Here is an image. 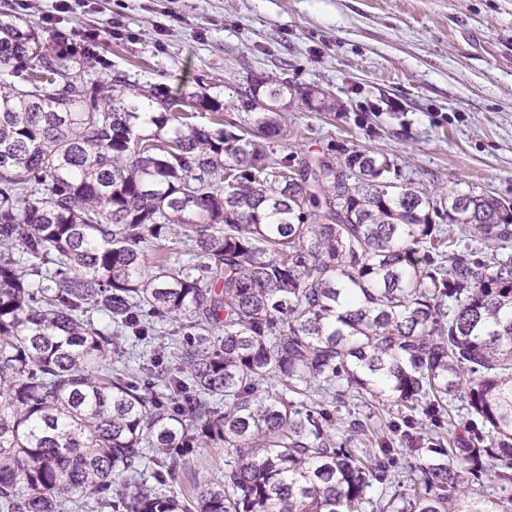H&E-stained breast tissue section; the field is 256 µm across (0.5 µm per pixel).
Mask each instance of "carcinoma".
I'll return each mask as SVG.
<instances>
[{"label": "carcinoma", "instance_id": "1", "mask_svg": "<svg viewBox=\"0 0 512 512\" xmlns=\"http://www.w3.org/2000/svg\"><path fill=\"white\" fill-rule=\"evenodd\" d=\"M59 44L0 22V512H512V203L436 198L361 149L291 169L288 82L250 75L235 122L192 94L205 126ZM180 236L194 268L167 256ZM182 320L198 341L103 367ZM351 390L405 413L359 453ZM457 399L459 439L419 431ZM210 447L224 479L168 494ZM400 452L412 477L369 498ZM485 476L499 496L468 491Z\"/></svg>", "mask_w": 512, "mask_h": 512}]
</instances>
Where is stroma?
Here are the masks:
<instances>
[{"mask_svg": "<svg viewBox=\"0 0 512 512\" xmlns=\"http://www.w3.org/2000/svg\"><path fill=\"white\" fill-rule=\"evenodd\" d=\"M0 11L69 37L98 31L108 66L174 92L208 88L228 119L247 74L287 81L277 110L291 166L356 147L433 193L470 186L512 202V0H0ZM302 88L331 93L335 110L310 111ZM346 403L366 424L355 448L398 418L389 401ZM228 459L200 449L171 493L223 479Z\"/></svg>", "mask_w": 512, "mask_h": 512, "instance_id": "stroma-1", "label": "stroma"}]
</instances>
